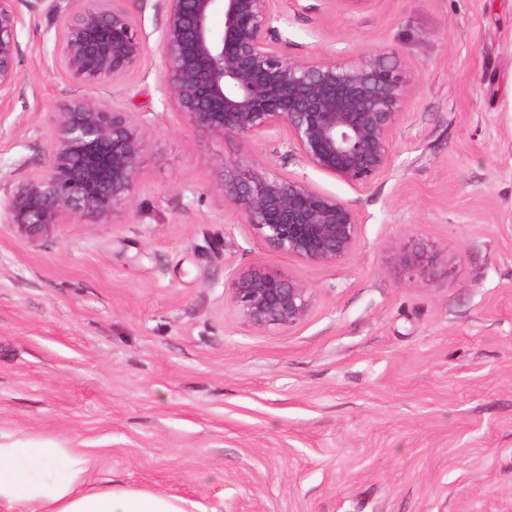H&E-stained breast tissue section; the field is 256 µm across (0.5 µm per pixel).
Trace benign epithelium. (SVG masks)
Instances as JSON below:
<instances>
[{
  "instance_id": "7a95c632",
  "label": "benign epithelium",
  "mask_w": 512,
  "mask_h": 512,
  "mask_svg": "<svg viewBox=\"0 0 512 512\" xmlns=\"http://www.w3.org/2000/svg\"><path fill=\"white\" fill-rule=\"evenodd\" d=\"M53 0L64 18L54 61L70 77L105 86L125 75L147 46L125 8L106 0ZM275 0H156L166 18L159 49L162 93L194 127L211 136L261 139L275 130L302 162L349 185H366L391 164V141L405 97L397 62L374 55L359 64L292 61L269 38ZM224 14V29L211 25ZM23 19L0 0V102L18 82ZM50 165L0 197L15 231L32 243L91 218L114 224L135 194L147 124L131 112L83 98L55 113ZM212 183L255 236L278 253L334 265L358 246L359 220L337 197L303 176L276 173L246 158L220 160ZM406 271L448 267V254L411 240L396 253ZM230 300L257 331H290L304 322L311 294L303 284L255 265L233 273Z\"/></svg>"
}]
</instances>
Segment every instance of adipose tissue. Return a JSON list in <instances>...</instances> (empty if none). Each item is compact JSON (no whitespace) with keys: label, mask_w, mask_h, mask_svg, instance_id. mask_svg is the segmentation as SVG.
<instances>
[{"label":"adipose tissue","mask_w":512,"mask_h":512,"mask_svg":"<svg viewBox=\"0 0 512 512\" xmlns=\"http://www.w3.org/2000/svg\"><path fill=\"white\" fill-rule=\"evenodd\" d=\"M94 458L79 448L0 445V512H193L187 499L92 479Z\"/></svg>","instance_id":"obj_1"}]
</instances>
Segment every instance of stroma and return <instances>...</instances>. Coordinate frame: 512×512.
Masks as SVG:
<instances>
[{"mask_svg": "<svg viewBox=\"0 0 512 512\" xmlns=\"http://www.w3.org/2000/svg\"><path fill=\"white\" fill-rule=\"evenodd\" d=\"M14 6L0 190L47 171L77 98L139 115L148 142L120 224L32 243L0 213V443L84 449L197 512H512V0H279L290 60L383 53L403 71L391 165L367 186L305 168L283 134L189 124L161 91L156 0L131 7L147 53L103 87L55 65L52 0ZM234 158L347 203L357 249L332 266L272 252L212 186ZM412 238L447 273L403 271ZM259 263L309 288L296 329L239 319L231 275Z\"/></svg>", "mask_w": 512, "mask_h": 512, "instance_id": "1", "label": "stroma"}]
</instances>
